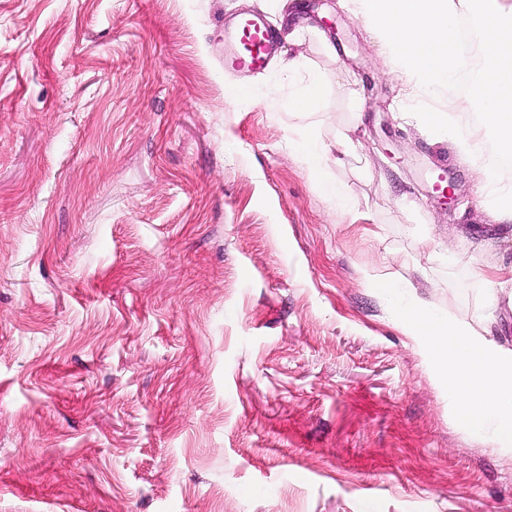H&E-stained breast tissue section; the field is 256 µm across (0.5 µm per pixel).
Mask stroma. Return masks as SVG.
Masks as SVG:
<instances>
[{
    "mask_svg": "<svg viewBox=\"0 0 512 512\" xmlns=\"http://www.w3.org/2000/svg\"><path fill=\"white\" fill-rule=\"evenodd\" d=\"M357 8L0 0V512H512V456L454 422L363 277L475 320L512 222L408 107L475 115ZM244 11L281 36L260 73L224 68ZM296 58L312 114L287 108ZM311 124L354 145L355 214L288 149ZM322 93V81L318 74L306 71L294 86L288 99V109L293 112H313L317 109ZM366 281L374 283L390 295H394L395 288H399L402 276L398 271L388 270L385 267L371 266L363 271Z\"/></svg>",
    "mask_w": 512,
    "mask_h": 512,
    "instance_id": "35a3bbf8",
    "label": "stroma"
}]
</instances>
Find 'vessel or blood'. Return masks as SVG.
Instances as JSON below:
<instances>
[{
    "mask_svg": "<svg viewBox=\"0 0 512 512\" xmlns=\"http://www.w3.org/2000/svg\"><path fill=\"white\" fill-rule=\"evenodd\" d=\"M224 63L240 72H261L269 68L279 53L274 29L263 15L244 13L224 26Z\"/></svg>",
    "mask_w": 512,
    "mask_h": 512,
    "instance_id": "vessel-or-blood-1",
    "label": "vessel or blood"
}]
</instances>
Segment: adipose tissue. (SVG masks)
<instances>
[{
    "label": "adipose tissue",
    "mask_w": 512,
    "mask_h": 512,
    "mask_svg": "<svg viewBox=\"0 0 512 512\" xmlns=\"http://www.w3.org/2000/svg\"><path fill=\"white\" fill-rule=\"evenodd\" d=\"M288 148L309 172L322 195L335 203L342 213L354 212V199L333 172L337 160L333 157L330 147L313 132L312 128H305L295 137L289 138Z\"/></svg>",
    "instance_id": "adipose-tissue-1"
}]
</instances>
